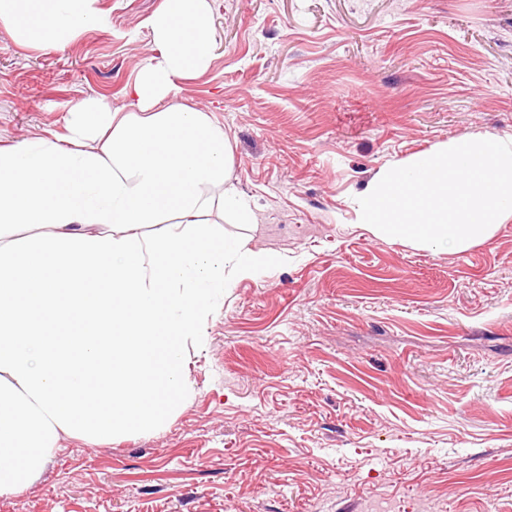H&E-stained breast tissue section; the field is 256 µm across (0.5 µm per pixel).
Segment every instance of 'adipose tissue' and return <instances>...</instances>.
<instances>
[{"label":"adipose tissue","mask_w":512,"mask_h":512,"mask_svg":"<svg viewBox=\"0 0 512 512\" xmlns=\"http://www.w3.org/2000/svg\"><path fill=\"white\" fill-rule=\"evenodd\" d=\"M95 0H0V25L49 49L100 22ZM210 0H163L123 113L90 96L65 139L0 147V495L21 491L62 435L105 442L161 426L186 399V343L233 279L275 256L225 238L215 210L252 213L210 114L172 103L213 59ZM220 184L219 200L205 197ZM163 236L143 234L166 222ZM16 225L41 227L22 244Z\"/></svg>","instance_id":"obj_1"}]
</instances>
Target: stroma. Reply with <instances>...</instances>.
<instances>
[{
	"instance_id": "1",
	"label": "stroma",
	"mask_w": 512,
	"mask_h": 512,
	"mask_svg": "<svg viewBox=\"0 0 512 512\" xmlns=\"http://www.w3.org/2000/svg\"><path fill=\"white\" fill-rule=\"evenodd\" d=\"M163 0H97L57 49L0 26V146L129 111ZM213 60L179 81L232 147L278 263L232 282L161 427L62 436L0 512H512V221L467 251L359 224L376 174L512 135V0H212Z\"/></svg>"
}]
</instances>
